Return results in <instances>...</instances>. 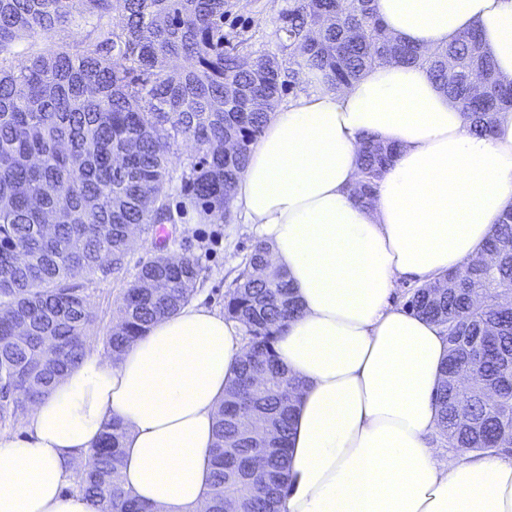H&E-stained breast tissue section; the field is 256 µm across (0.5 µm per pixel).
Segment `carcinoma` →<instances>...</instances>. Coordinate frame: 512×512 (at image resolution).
I'll use <instances>...</instances> for the list:
<instances>
[{
	"mask_svg": "<svg viewBox=\"0 0 512 512\" xmlns=\"http://www.w3.org/2000/svg\"><path fill=\"white\" fill-rule=\"evenodd\" d=\"M0 0V422L14 425L47 396L90 342L118 355L195 293L198 270L167 255V241L124 289L118 321L101 338L74 280L123 268L134 225L171 222V150L194 141L197 159L183 190L210 216H223L239 174L287 83L303 74L341 90L381 63L424 67L461 105L478 135L512 112V80L497 71L476 31L428 52L387 35L374 0H291L279 18L285 68L276 56L240 55L224 34L228 0ZM72 23L83 40L34 54L19 70L4 65L25 34L48 35ZM182 60L178 75L171 59ZM396 148L363 138L353 197L371 200ZM57 224L47 237L42 224ZM268 245L256 242L224 295V316L240 322L250 349L217 413L210 448L212 481L204 512H280L288 481L293 394L274 343L299 312L285 271L254 268ZM484 252L494 267L466 263L451 287L413 289V315L435 321L448 342L435 393L439 435L467 452L512 449V206L493 225ZM124 431L106 423L75 485L98 512H146L119 471Z\"/></svg>",
	"mask_w": 512,
	"mask_h": 512,
	"instance_id": "1",
	"label": "carcinoma"
}]
</instances>
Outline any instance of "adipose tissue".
I'll return each mask as SVG.
<instances>
[{
  "label": "adipose tissue",
  "instance_id": "ef3b65f1",
  "mask_svg": "<svg viewBox=\"0 0 512 512\" xmlns=\"http://www.w3.org/2000/svg\"><path fill=\"white\" fill-rule=\"evenodd\" d=\"M375 7L388 33L424 50L479 29L512 80V0ZM367 133L399 152L361 204L351 189ZM232 205L300 305L274 344L301 383L282 512H512V456L440 461L434 392L448 344L390 302L400 280L430 283L480 256L512 206V112L475 135L426 69L379 64L278 108ZM248 352L238 323L197 302L118 357L87 347L21 433L0 431V512H97L74 477L113 418L126 490L151 512H202L217 411Z\"/></svg>",
  "mask_w": 512,
  "mask_h": 512
}]
</instances>
